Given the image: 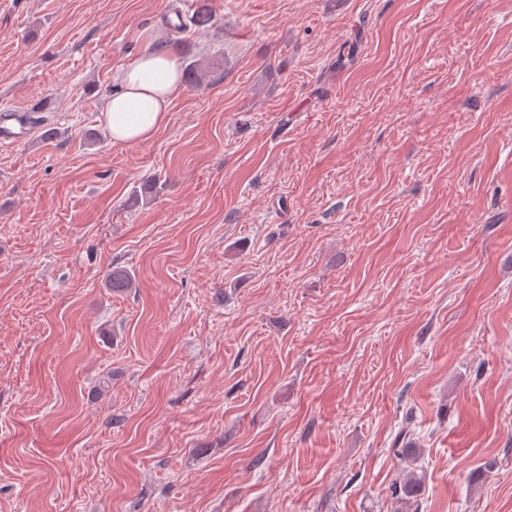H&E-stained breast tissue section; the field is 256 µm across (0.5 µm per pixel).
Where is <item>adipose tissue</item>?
<instances>
[{
  "label": "adipose tissue",
  "mask_w": 512,
  "mask_h": 512,
  "mask_svg": "<svg viewBox=\"0 0 512 512\" xmlns=\"http://www.w3.org/2000/svg\"><path fill=\"white\" fill-rule=\"evenodd\" d=\"M116 88L100 119L113 144L151 139L168 120L174 99L184 90L176 58L168 51L142 52L117 71Z\"/></svg>",
  "instance_id": "obj_1"
}]
</instances>
